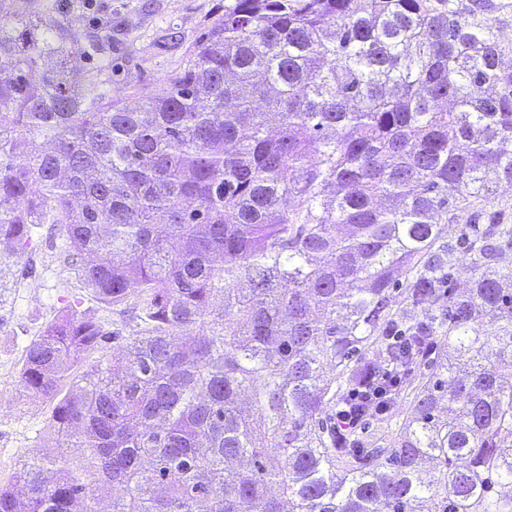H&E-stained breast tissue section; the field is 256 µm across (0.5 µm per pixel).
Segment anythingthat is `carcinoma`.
I'll return each mask as SVG.
<instances>
[{"instance_id": "obj_1", "label": "carcinoma", "mask_w": 512, "mask_h": 512, "mask_svg": "<svg viewBox=\"0 0 512 512\" xmlns=\"http://www.w3.org/2000/svg\"><path fill=\"white\" fill-rule=\"evenodd\" d=\"M3 4L0 246L56 225L134 326L25 346L55 436L0 512H512V0H229L135 107L111 26ZM380 384L410 412L362 456L336 407Z\"/></svg>"}]
</instances>
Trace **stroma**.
Instances as JSON below:
<instances>
[{
  "label": "stroma",
  "instance_id": "stroma-1",
  "mask_svg": "<svg viewBox=\"0 0 512 512\" xmlns=\"http://www.w3.org/2000/svg\"><path fill=\"white\" fill-rule=\"evenodd\" d=\"M224 13V0H70V35L112 22V95L126 98L179 70L185 47ZM177 28L179 46L163 39ZM32 248L0 252V482L25 460L41 456L54 435L48 402L24 390L17 368L24 346L65 312L80 284L63 263L65 241L52 225L34 228Z\"/></svg>",
  "mask_w": 512,
  "mask_h": 512
}]
</instances>
